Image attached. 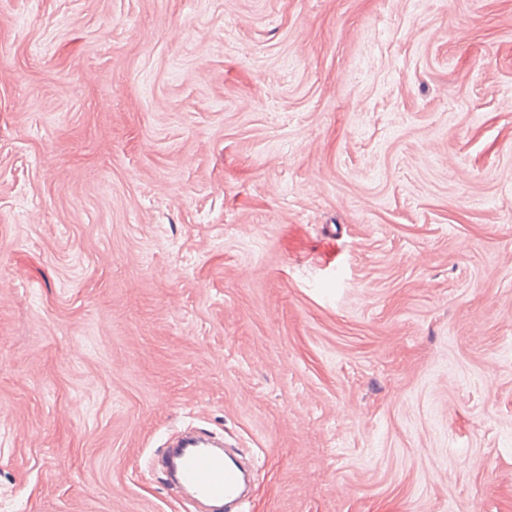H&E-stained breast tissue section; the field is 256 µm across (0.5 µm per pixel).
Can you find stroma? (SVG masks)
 Segmentation results:
<instances>
[{"mask_svg":"<svg viewBox=\"0 0 512 512\" xmlns=\"http://www.w3.org/2000/svg\"><path fill=\"white\" fill-rule=\"evenodd\" d=\"M512 512V0H0V512ZM162 466L170 474L172 487L205 502L213 512L236 507L241 511L247 482L245 472L224 457V450L209 442L188 441L171 448Z\"/></svg>","mask_w":512,"mask_h":512,"instance_id":"1","label":"stroma"}]
</instances>
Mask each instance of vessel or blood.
<instances>
[{
    "mask_svg": "<svg viewBox=\"0 0 512 512\" xmlns=\"http://www.w3.org/2000/svg\"><path fill=\"white\" fill-rule=\"evenodd\" d=\"M163 466L171 471L170 481L176 491L208 504L214 512L242 507L246 474L225 458L223 449L191 440L170 449Z\"/></svg>",
    "mask_w": 512,
    "mask_h": 512,
    "instance_id": "1",
    "label": "vessel or blood"
}]
</instances>
